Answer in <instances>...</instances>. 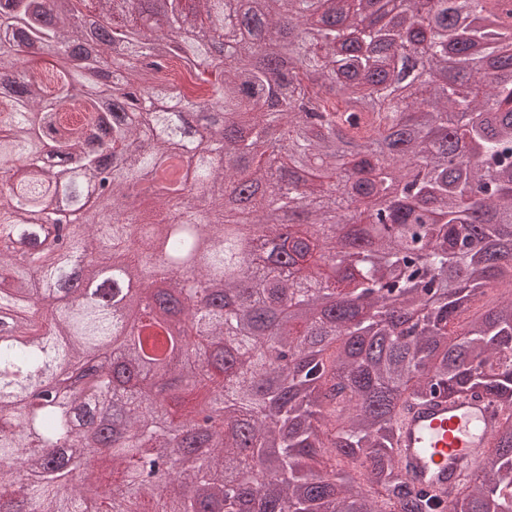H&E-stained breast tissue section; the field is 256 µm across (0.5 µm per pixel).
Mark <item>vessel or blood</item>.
<instances>
[{
	"mask_svg": "<svg viewBox=\"0 0 512 512\" xmlns=\"http://www.w3.org/2000/svg\"><path fill=\"white\" fill-rule=\"evenodd\" d=\"M502 408L489 396L408 401L398 420V458L410 483L451 506L485 461Z\"/></svg>",
	"mask_w": 512,
	"mask_h": 512,
	"instance_id": "vessel-or-blood-1",
	"label": "vessel or blood"
}]
</instances>
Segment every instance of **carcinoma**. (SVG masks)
Masks as SVG:
<instances>
[{"label":"carcinoma","instance_id":"cac0c4a2","mask_svg":"<svg viewBox=\"0 0 512 512\" xmlns=\"http://www.w3.org/2000/svg\"><path fill=\"white\" fill-rule=\"evenodd\" d=\"M80 2L0 0V171L16 181L0 192V512H428L397 459L398 415L479 394L505 414L451 512H512V298L466 315L487 289L512 295V23L492 0L465 16L413 0L433 36L408 0ZM290 36L300 63L274 83L262 60ZM44 55L60 66L49 90L30 66ZM176 60L200 93L163 83ZM342 140L388 153L345 156ZM185 156L168 193L134 190ZM394 163L411 203L381 178ZM108 166L107 201L60 245L47 209ZM144 198L160 203L151 221ZM143 280L242 303L164 310L198 340L150 350L162 320L127 331ZM369 288L396 294L357 303ZM289 299L304 325L257 334ZM91 357L80 386L24 391ZM201 388L233 426L213 429L193 484L168 460L144 484L141 460L195 426L172 403ZM111 404L122 428L91 457ZM270 448L267 485L254 465Z\"/></svg>","mask_w":512,"mask_h":512}]
</instances>
